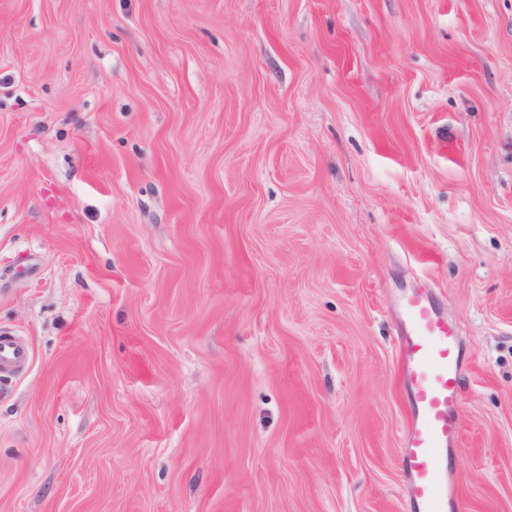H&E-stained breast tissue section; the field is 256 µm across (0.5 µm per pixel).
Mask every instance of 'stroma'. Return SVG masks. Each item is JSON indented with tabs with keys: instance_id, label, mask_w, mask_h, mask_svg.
Instances as JSON below:
<instances>
[{
	"instance_id": "stroma-1",
	"label": "stroma",
	"mask_w": 512,
	"mask_h": 512,
	"mask_svg": "<svg viewBox=\"0 0 512 512\" xmlns=\"http://www.w3.org/2000/svg\"><path fill=\"white\" fill-rule=\"evenodd\" d=\"M420 288L512 512V0H0V512H411ZM33 352L22 336L0 333V379L24 373L32 362Z\"/></svg>"
}]
</instances>
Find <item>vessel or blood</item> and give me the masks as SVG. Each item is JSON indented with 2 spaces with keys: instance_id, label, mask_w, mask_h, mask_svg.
<instances>
[{
  "instance_id": "b4317fda",
  "label": "vessel or blood",
  "mask_w": 512,
  "mask_h": 512,
  "mask_svg": "<svg viewBox=\"0 0 512 512\" xmlns=\"http://www.w3.org/2000/svg\"><path fill=\"white\" fill-rule=\"evenodd\" d=\"M397 344L413 406L403 438L402 459L415 512H458L459 491L437 458L454 448L461 435L459 340L455 327L415 291L401 304ZM29 342L0 333V378L24 373L32 362Z\"/></svg>"
}]
</instances>
